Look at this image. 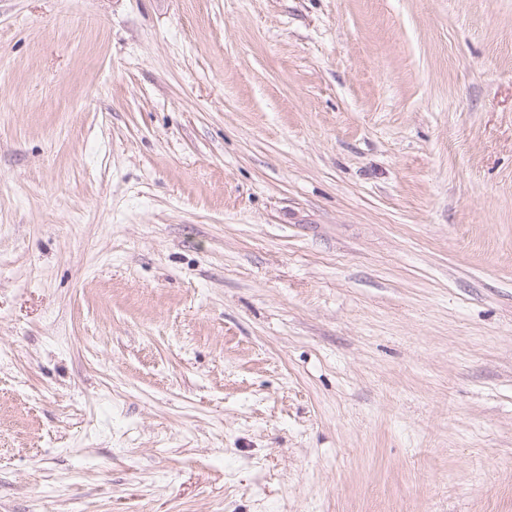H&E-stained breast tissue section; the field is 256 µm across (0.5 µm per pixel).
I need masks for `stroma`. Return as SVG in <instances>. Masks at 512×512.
<instances>
[{
    "label": "stroma",
    "instance_id": "1",
    "mask_svg": "<svg viewBox=\"0 0 512 512\" xmlns=\"http://www.w3.org/2000/svg\"><path fill=\"white\" fill-rule=\"evenodd\" d=\"M0 512H512V0H0Z\"/></svg>",
    "mask_w": 512,
    "mask_h": 512
}]
</instances>
